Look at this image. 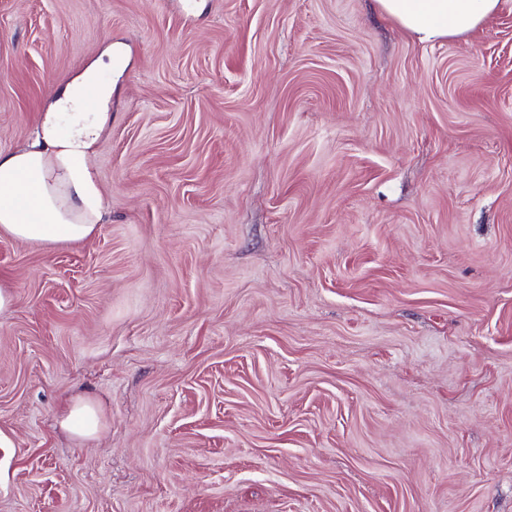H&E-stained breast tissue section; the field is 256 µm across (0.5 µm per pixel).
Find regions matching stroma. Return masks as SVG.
Returning <instances> with one entry per match:
<instances>
[{
  "label": "stroma",
  "instance_id": "stroma-1",
  "mask_svg": "<svg viewBox=\"0 0 512 512\" xmlns=\"http://www.w3.org/2000/svg\"><path fill=\"white\" fill-rule=\"evenodd\" d=\"M90 66L108 221L0 238V512H512V9L0 0V151ZM379 12L421 45L467 35L508 0H374ZM60 428L78 442L95 439L105 425L101 407L89 398L68 401L58 414Z\"/></svg>",
  "mask_w": 512,
  "mask_h": 512
}]
</instances>
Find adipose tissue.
<instances>
[{
	"label": "adipose tissue",
	"instance_id": "adipose-tissue-1",
	"mask_svg": "<svg viewBox=\"0 0 512 512\" xmlns=\"http://www.w3.org/2000/svg\"><path fill=\"white\" fill-rule=\"evenodd\" d=\"M504 0H375L379 12L422 45L467 35L497 14ZM94 70L68 83L58 111L40 113L32 144L0 152V238L46 248L92 239L106 214L96 176L88 164L109 115L84 111V94ZM60 428L74 440L95 439L105 421L88 398L68 401L58 414Z\"/></svg>",
	"mask_w": 512,
	"mask_h": 512
}]
</instances>
